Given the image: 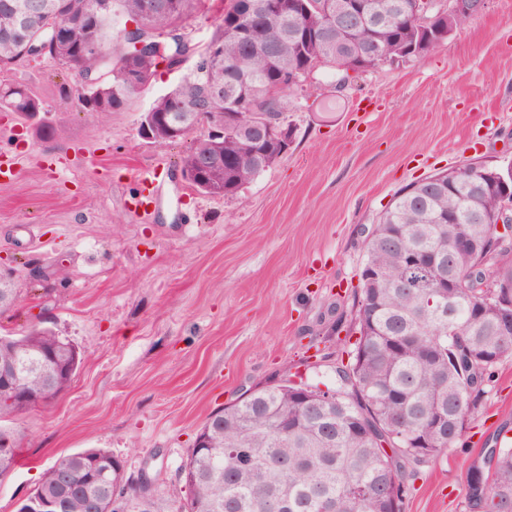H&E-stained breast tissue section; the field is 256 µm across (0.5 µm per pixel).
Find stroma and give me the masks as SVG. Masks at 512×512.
Segmentation results:
<instances>
[{
    "mask_svg": "<svg viewBox=\"0 0 512 512\" xmlns=\"http://www.w3.org/2000/svg\"><path fill=\"white\" fill-rule=\"evenodd\" d=\"M182 70L161 71L123 111H84L78 80L49 58L11 81L41 99L55 134L36 139L0 111V269L18 295L0 333L47 320L79 349L70 388L7 421L21 458L0 480V512L60 457L102 448L129 474L149 468L179 501V471L215 411L299 370L334 384L356 315L365 229L403 187L478 162L512 163V0H489L427 56L363 73L340 105L323 70L290 97L294 139L239 194L211 198L173 178L186 143L138 135ZM160 196L135 215L134 175ZM512 429V353L494 370L465 437L410 466L403 512H470L472 466Z\"/></svg>",
    "mask_w": 512,
    "mask_h": 512,
    "instance_id": "35a3bbf8",
    "label": "stroma"
}]
</instances>
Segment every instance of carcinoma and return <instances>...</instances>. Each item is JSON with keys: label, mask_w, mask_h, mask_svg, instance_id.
<instances>
[{"label": "carcinoma", "mask_w": 512, "mask_h": 512, "mask_svg": "<svg viewBox=\"0 0 512 512\" xmlns=\"http://www.w3.org/2000/svg\"><path fill=\"white\" fill-rule=\"evenodd\" d=\"M26 0H0V109L24 119L43 111L40 98L28 87L5 79L14 66L37 59L42 42L54 39L56 27L94 15L90 25L74 27L73 36L53 43V60L64 71L95 81L93 110L127 108L156 76L159 63L173 62L186 50L178 28L191 0H41L40 7L21 19L15 5ZM326 0H293L289 13L269 22L255 13L244 21L247 41L226 13L215 18L210 41L196 45L200 61L220 47L221 57L207 66L209 81L224 89V99L193 117L194 73L189 72L167 93L154 99L149 111L178 130L179 143L197 130L199 121L219 117L242 104L249 112L283 114L288 97H268L290 71L302 81L336 58L357 54L373 44L390 48L392 61H404L414 48L435 39L446 18L422 27L407 13L406 0H370L376 13L349 32L321 30L318 5ZM138 18L144 46L131 59L122 33L112 36L120 20ZM261 148L226 131L218 145L199 135L179 158L182 171H192L209 157L215 181L188 185L209 197L238 194L274 165L270 157L248 154ZM512 195V165L496 168L491 183L480 184L465 169L430 176L403 188L379 217L373 238L364 242L363 265L379 272L375 280L359 277L356 332L349 354L354 362L336 363V402L322 399L311 383L314 406L299 402L284 381L257 387L237 404L212 414L203 425L209 448L191 451L182 469L186 497L179 507L147 492L138 475L125 474L122 463L102 448H89L59 458L39 479L37 490L52 498L59 484L71 479L75 489L63 512H115L113 495L136 512L149 497L148 512H267L270 501L284 502L287 512H402L405 462L435 459L445 452H415V442L432 444L447 431L456 443L465 433L470 412L458 410L461 391L469 389L472 409L481 404L496 364L493 350H506L511 336H500L502 319L512 313V294L488 300L480 288L485 253L512 268V251L491 238L494 218L504 194ZM476 247L453 253L454 288L441 287L437 265L456 242ZM15 350L20 364L17 388L30 393L32 406H47L66 391L79 367L71 343L40 321L20 336H0V348ZM22 411L13 390L0 388V419ZM446 418L442 430L437 419ZM288 423V437L280 435ZM388 443V455L382 443ZM16 443L0 447V478L13 469ZM492 482L498 497L476 495ZM470 484L475 495L469 508L478 512H512V447L494 448L488 471L474 466Z\"/></svg>", "instance_id": "1"}]
</instances>
